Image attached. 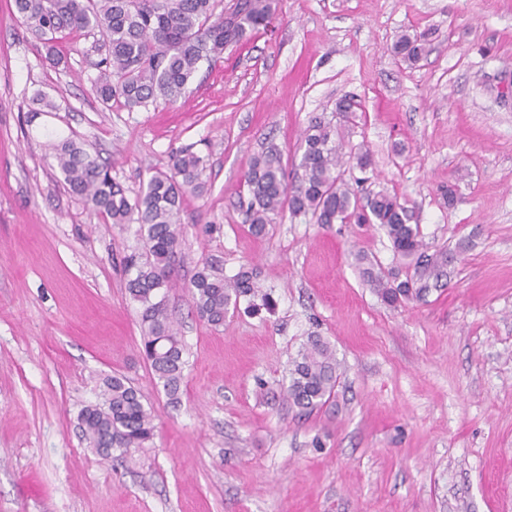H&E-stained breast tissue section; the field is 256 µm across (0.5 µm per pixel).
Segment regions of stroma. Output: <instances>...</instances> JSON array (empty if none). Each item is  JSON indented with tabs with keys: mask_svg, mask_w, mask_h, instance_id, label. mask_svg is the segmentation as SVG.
I'll return each mask as SVG.
<instances>
[{
	"mask_svg": "<svg viewBox=\"0 0 512 512\" xmlns=\"http://www.w3.org/2000/svg\"><path fill=\"white\" fill-rule=\"evenodd\" d=\"M404 32L426 45L416 63L392 52ZM55 49L58 66L0 0V512H512V0H277L175 103L132 111L94 98L92 34ZM38 91L57 108L30 122ZM315 118L369 149L368 188L415 203L429 250H447L426 302L393 310L365 285L355 252L402 265L377 225L287 215L250 232L243 173L270 146L295 166ZM66 137L131 196L176 151L204 159L168 293L187 347L178 405L126 289L137 227L65 190L48 143ZM205 261L256 268L272 309L200 320L185 286ZM312 336L340 380L301 414L284 388ZM106 375L155 416L125 460H103L78 425Z\"/></svg>",
	"mask_w": 512,
	"mask_h": 512,
	"instance_id": "1",
	"label": "stroma"
}]
</instances>
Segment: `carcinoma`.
Returning a JSON list of instances; mask_svg holds the SVG:
<instances>
[{
	"instance_id": "cac0c4a2",
	"label": "carcinoma",
	"mask_w": 512,
	"mask_h": 512,
	"mask_svg": "<svg viewBox=\"0 0 512 512\" xmlns=\"http://www.w3.org/2000/svg\"><path fill=\"white\" fill-rule=\"evenodd\" d=\"M217 2L14 0V7L50 53L59 34L100 32L105 56L93 84L96 97L104 106L116 101L134 109L146 108L160 98L176 101L202 62L221 58L227 46L270 22L272 0H235L225 13L216 12ZM393 52L415 63L425 47L421 38L403 33ZM51 149L68 191L91 214L112 224H138L140 246L124 260L126 288L139 304L145 359L169 404L176 406L187 359L167 304L173 288L170 268L181 246L184 195L199 187L203 159L183 150L173 154L170 171L151 176L132 199L88 145L67 138L51 143ZM299 151L302 174L294 187L288 184L279 149L271 147L253 158L244 174L250 196L246 211L250 231L261 234L286 214L309 215L317 224H376L406 262L407 271L402 279L358 252L355 260L363 281L393 309L426 301L432 291L430 279L442 276L448 254L429 255L423 250L416 206L384 190L359 195L341 170L343 143L318 118L305 130ZM255 279L253 270L226 277L218 266L203 262L188 285L197 316L218 328L243 298L251 309L257 308L258 299L270 305V294L261 292ZM338 378L339 363L330 343L311 336L292 362L288 401L299 411L310 412L333 395ZM78 422L85 440L105 460L112 458L114 448L144 446L155 430L151 408L137 389L117 376L101 379L97 400L81 408Z\"/></svg>"
}]
</instances>
